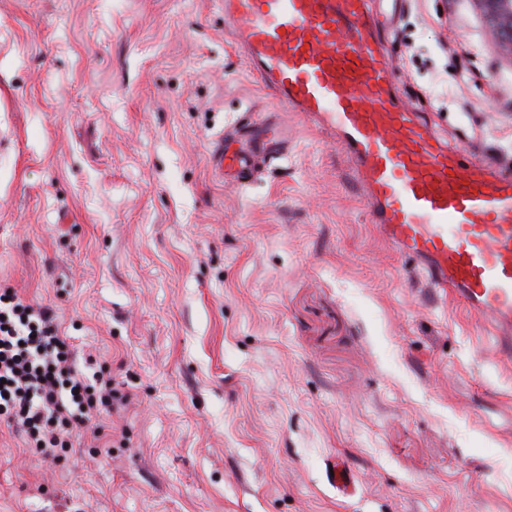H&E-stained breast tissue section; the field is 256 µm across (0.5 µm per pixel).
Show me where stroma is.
Returning a JSON list of instances; mask_svg holds the SVG:
<instances>
[{
	"label": "stroma",
	"instance_id": "stroma-1",
	"mask_svg": "<svg viewBox=\"0 0 512 512\" xmlns=\"http://www.w3.org/2000/svg\"><path fill=\"white\" fill-rule=\"evenodd\" d=\"M373 14L402 101L512 172V61L475 0ZM265 113L285 156L215 179L219 134ZM352 167L218 0H0V289L116 388L55 460L0 420V512H512V362L377 233Z\"/></svg>",
	"mask_w": 512,
	"mask_h": 512
}]
</instances>
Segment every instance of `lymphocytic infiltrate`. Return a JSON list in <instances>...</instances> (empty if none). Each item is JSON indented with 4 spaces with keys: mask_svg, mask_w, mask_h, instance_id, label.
Returning <instances> with one entry per match:
<instances>
[{
    "mask_svg": "<svg viewBox=\"0 0 512 512\" xmlns=\"http://www.w3.org/2000/svg\"><path fill=\"white\" fill-rule=\"evenodd\" d=\"M112 377L79 366L52 308L0 289V417L36 452L57 457L65 427L112 408Z\"/></svg>",
    "mask_w": 512,
    "mask_h": 512,
    "instance_id": "obj_1",
    "label": "lymphocytic infiltrate"
}]
</instances>
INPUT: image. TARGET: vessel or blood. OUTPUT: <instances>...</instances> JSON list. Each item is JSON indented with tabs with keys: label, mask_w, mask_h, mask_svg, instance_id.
Listing matches in <instances>:
<instances>
[{
	"label": "vessel or blood",
	"mask_w": 512,
	"mask_h": 512,
	"mask_svg": "<svg viewBox=\"0 0 512 512\" xmlns=\"http://www.w3.org/2000/svg\"><path fill=\"white\" fill-rule=\"evenodd\" d=\"M223 9L280 105L333 129L381 236L416 260L429 287L486 321L491 353L511 360L512 173L487 177L398 99L367 0H223ZM286 138L278 123L251 118L219 139L211 170L244 180Z\"/></svg>",
	"instance_id": "vessel-or-blood-1"
}]
</instances>
